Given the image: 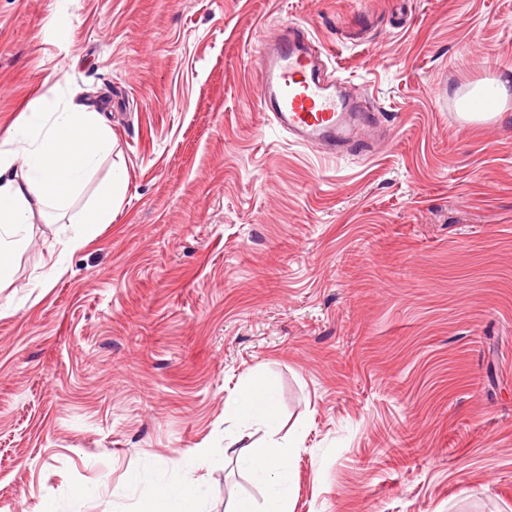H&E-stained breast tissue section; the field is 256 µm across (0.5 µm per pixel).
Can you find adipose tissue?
I'll list each match as a JSON object with an SVG mask.
<instances>
[{
  "label": "adipose tissue",
  "mask_w": 512,
  "mask_h": 512,
  "mask_svg": "<svg viewBox=\"0 0 512 512\" xmlns=\"http://www.w3.org/2000/svg\"><path fill=\"white\" fill-rule=\"evenodd\" d=\"M112 131L101 113L41 96L33 100L24 120L0 138V280L12 269L16 252L24 248V232L36 219L71 207L92 179L100 159L111 153ZM127 190L121 174L101 182L73 217L69 248L92 242L99 225L112 213ZM278 383L267 377L224 408L225 420L238 426L224 447L236 459L271 484L262 505L240 501L234 512H293L290 488V449L277 444L280 425ZM264 432L267 444L251 442L254 431Z\"/></svg>",
  "instance_id": "adipose-tissue-1"
}]
</instances>
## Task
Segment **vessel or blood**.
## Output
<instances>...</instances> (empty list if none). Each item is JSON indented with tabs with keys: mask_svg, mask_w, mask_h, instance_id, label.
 Wrapping results in <instances>:
<instances>
[{
	"mask_svg": "<svg viewBox=\"0 0 512 512\" xmlns=\"http://www.w3.org/2000/svg\"><path fill=\"white\" fill-rule=\"evenodd\" d=\"M253 63L258 107L291 142L330 156L369 144L378 113L359 107L341 77L324 75L321 53L305 29L292 26L260 41Z\"/></svg>",
	"mask_w": 512,
	"mask_h": 512,
	"instance_id": "1",
	"label": "vessel or blood"
}]
</instances>
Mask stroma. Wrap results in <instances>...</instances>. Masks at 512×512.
I'll list each match as a JSON object with an SVG mask.
<instances>
[{"mask_svg":"<svg viewBox=\"0 0 512 512\" xmlns=\"http://www.w3.org/2000/svg\"><path fill=\"white\" fill-rule=\"evenodd\" d=\"M290 24L383 113L372 154L259 112ZM480 81L505 108L465 120ZM42 94L103 113L95 178L128 188L83 248L33 224L0 282V512L262 502L224 405L267 376L294 512H512V0H0V135ZM192 483L169 486L155 492L146 512H201Z\"/></svg>","mask_w":512,"mask_h":512,"instance_id":"35a3bbf8","label":"stroma"}]
</instances>
